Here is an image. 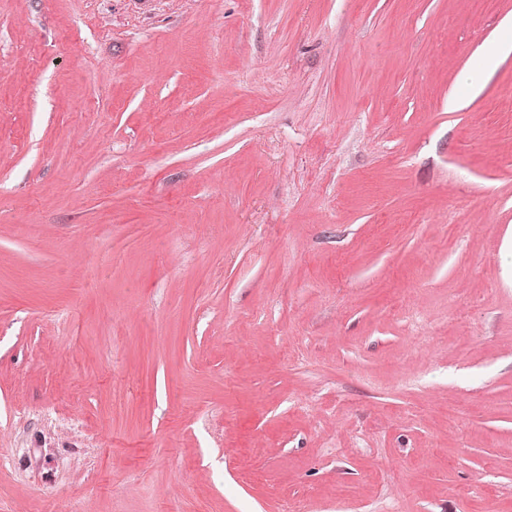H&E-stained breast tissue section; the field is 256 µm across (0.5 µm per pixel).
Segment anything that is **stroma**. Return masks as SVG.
Segmentation results:
<instances>
[{
    "mask_svg": "<svg viewBox=\"0 0 512 512\" xmlns=\"http://www.w3.org/2000/svg\"><path fill=\"white\" fill-rule=\"evenodd\" d=\"M512 0H0V512H512Z\"/></svg>",
    "mask_w": 512,
    "mask_h": 512,
    "instance_id": "1",
    "label": "stroma"
}]
</instances>
